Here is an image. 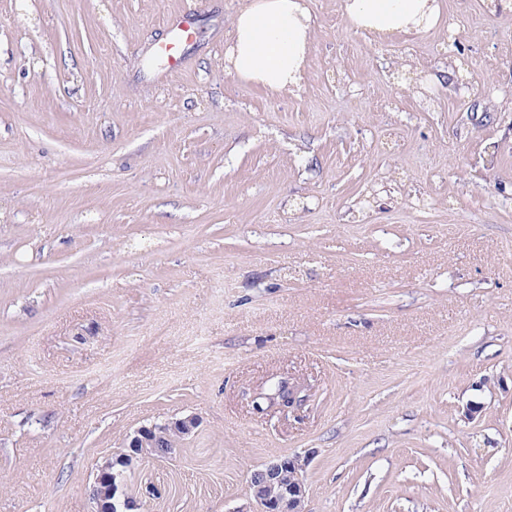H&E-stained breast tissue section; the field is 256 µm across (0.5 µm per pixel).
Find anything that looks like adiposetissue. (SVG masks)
<instances>
[{"instance_id": "adipose-tissue-1", "label": "adipose tissue", "mask_w": 512, "mask_h": 512, "mask_svg": "<svg viewBox=\"0 0 512 512\" xmlns=\"http://www.w3.org/2000/svg\"><path fill=\"white\" fill-rule=\"evenodd\" d=\"M348 24L377 40L424 32L438 0H344ZM314 22L307 0H242L231 20L225 73L278 93L300 89Z\"/></svg>"}]
</instances>
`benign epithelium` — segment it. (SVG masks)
<instances>
[{
    "instance_id": "7a95c632",
    "label": "benign epithelium",
    "mask_w": 512,
    "mask_h": 512,
    "mask_svg": "<svg viewBox=\"0 0 512 512\" xmlns=\"http://www.w3.org/2000/svg\"><path fill=\"white\" fill-rule=\"evenodd\" d=\"M199 426V419L188 415L163 423L162 428L177 438H186ZM134 457L155 458L163 447L157 435V427L137 429L130 441ZM309 460L299 455H288L264 464L250 478L252 496L258 512H304L306 488L302 474Z\"/></svg>"
}]
</instances>
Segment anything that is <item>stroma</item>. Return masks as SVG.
I'll return each mask as SVG.
<instances>
[{"label": "stroma", "mask_w": 512, "mask_h": 512, "mask_svg": "<svg viewBox=\"0 0 512 512\" xmlns=\"http://www.w3.org/2000/svg\"><path fill=\"white\" fill-rule=\"evenodd\" d=\"M240 3L0 0V512H94L189 414L132 512H255L287 454L306 512H512V12L377 43L309 0L283 94L224 71ZM172 39L158 47L166 59L170 69L176 70L181 64V58L177 53L178 45L187 42L193 35L192 21L189 15L181 13L173 16L168 21ZM156 425L150 427H140L134 433L130 441V448H135L136 454L133 456L135 459L141 458H158L159 450L165 452L167 448H162L164 445L158 439Z\"/></svg>", "instance_id": "35a3bbf8"}]
</instances>
